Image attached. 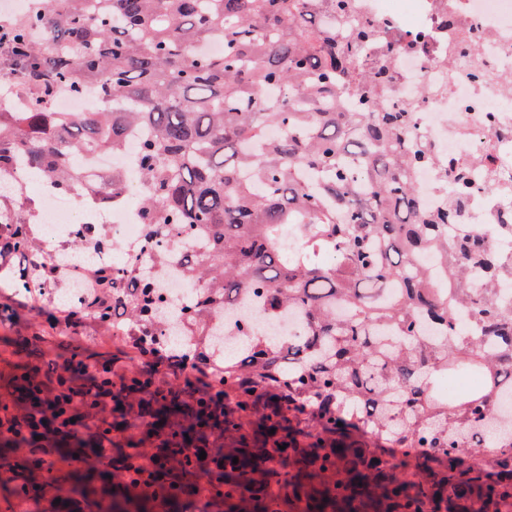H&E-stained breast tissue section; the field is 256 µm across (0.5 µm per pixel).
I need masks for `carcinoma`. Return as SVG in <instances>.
Returning <instances> with one entry per match:
<instances>
[{
  "mask_svg": "<svg viewBox=\"0 0 512 512\" xmlns=\"http://www.w3.org/2000/svg\"><path fill=\"white\" fill-rule=\"evenodd\" d=\"M42 2L0 15V78L33 90L26 111L0 110V183L22 167L61 193L86 182L106 206L123 173L94 178L81 158L121 151L142 129L146 236L173 227L210 241L203 260L185 256L188 279L211 288L184 320L200 331L257 293L267 317L295 312L308 333L232 339V351L201 336L192 373L170 378L139 363L145 350L179 348L152 330L154 272L141 265L117 288L90 263L94 288L69 313L112 332V359L88 369L79 347L58 350L52 317L0 352V512H18L21 494L28 512H53L57 499L68 512H158L155 490L177 512L187 491L173 486L195 473L209 512H512V413L499 409L512 396V306L497 295L512 260L471 227L448 240L465 173L449 185L451 206L421 207L412 173L438 159L414 148L410 113L373 99L386 71L356 67L373 33L337 37L316 0ZM215 37L219 54L204 48ZM86 87L122 108L55 111L61 89ZM271 87L281 99L264 96ZM23 191L0 187L4 263L40 249ZM289 226L293 250L281 246ZM94 242L107 244L78 228L68 247ZM433 264L448 279H433ZM462 368L481 387L442 396L435 383ZM91 386L112 408L74 440L72 402ZM102 445L109 463L85 459ZM38 448L62 463L47 469ZM134 448L168 461L149 493L114 475Z\"/></svg>",
  "mask_w": 512,
  "mask_h": 512,
  "instance_id": "carcinoma-1",
  "label": "carcinoma"
}]
</instances>
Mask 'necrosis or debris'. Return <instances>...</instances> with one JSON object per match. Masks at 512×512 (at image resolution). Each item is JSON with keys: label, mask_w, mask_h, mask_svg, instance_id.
Here are the masks:
<instances>
[{"label": "necrosis or debris", "mask_w": 512, "mask_h": 512, "mask_svg": "<svg viewBox=\"0 0 512 512\" xmlns=\"http://www.w3.org/2000/svg\"><path fill=\"white\" fill-rule=\"evenodd\" d=\"M346 16L326 13L336 30L349 34L367 27L376 38L363 55L366 65L382 64L387 77L375 95L391 112H407L414 143L428 147L439 163L418 170L414 180L425 209L443 208L448 200L446 174L463 170L471 192L462 223L480 228L492 246L512 258V0H348ZM135 146L113 154L87 153L82 162L93 174L111 169L126 174L135 193L146 183L136 166ZM50 205L42 212L39 232L49 242L39 262L58 261V245L73 233V209L82 226L101 233L109 244L94 252L97 265L119 272L131 258L149 262L159 251L148 245L141 213L126 202L105 208L83 203L85 190L73 187L60 194L43 189ZM120 243L121 256L110 245ZM76 253L63 266L72 304H80L88 286L85 260ZM160 295L167 311L181 309L197 286L181 273L178 263L158 268Z\"/></svg>", "instance_id": "obj_1"}]
</instances>
